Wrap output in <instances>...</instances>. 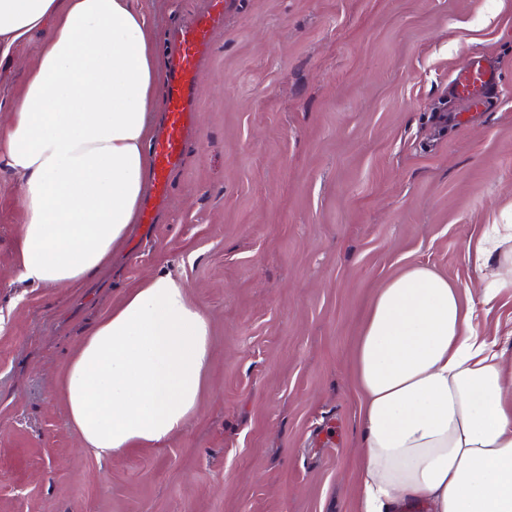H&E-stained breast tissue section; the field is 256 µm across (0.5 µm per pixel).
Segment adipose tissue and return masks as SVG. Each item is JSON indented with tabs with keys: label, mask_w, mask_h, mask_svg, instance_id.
I'll list each match as a JSON object with an SVG mask.
<instances>
[{
	"label": "adipose tissue",
	"mask_w": 512,
	"mask_h": 512,
	"mask_svg": "<svg viewBox=\"0 0 512 512\" xmlns=\"http://www.w3.org/2000/svg\"><path fill=\"white\" fill-rule=\"evenodd\" d=\"M43 29L0 130V164L25 214L19 276L51 288L95 274L136 223L164 64L132 0H0V59ZM511 243L512 224L487 227L474 298L425 266L378 292L355 350L366 394L357 512H512V356L473 328L477 306L512 288ZM210 335L171 274L128 290L60 380L83 448L101 459L181 432L209 372Z\"/></svg>",
	"instance_id": "1"
}]
</instances>
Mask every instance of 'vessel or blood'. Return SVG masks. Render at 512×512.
I'll list each match as a JSON object with an SVG mask.
<instances>
[{
    "instance_id": "b4317fda",
    "label": "vessel or blood",
    "mask_w": 512,
    "mask_h": 512,
    "mask_svg": "<svg viewBox=\"0 0 512 512\" xmlns=\"http://www.w3.org/2000/svg\"><path fill=\"white\" fill-rule=\"evenodd\" d=\"M228 0H209L205 11L173 32L176 53L172 57L166 86L167 107L163 128L152 144L153 188L165 195L167 176L179 163L185 134L196 104V81L202 57L216 27L223 23ZM497 78L482 57H471L452 80V95L464 110L488 106Z\"/></svg>"
}]
</instances>
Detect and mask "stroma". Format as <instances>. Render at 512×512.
<instances>
[{
  "mask_svg": "<svg viewBox=\"0 0 512 512\" xmlns=\"http://www.w3.org/2000/svg\"><path fill=\"white\" fill-rule=\"evenodd\" d=\"M206 0H133L161 56ZM158 224L75 286L19 278L0 167V512H355L353 350L378 288L416 265L458 286L512 223V0H233ZM42 33L0 63L3 101ZM496 104L440 123L469 57ZM158 272L211 323L196 415L159 448L84 451L58 385L85 329Z\"/></svg>",
  "mask_w": 512,
  "mask_h": 512,
  "instance_id": "stroma-1",
  "label": "stroma"
}]
</instances>
